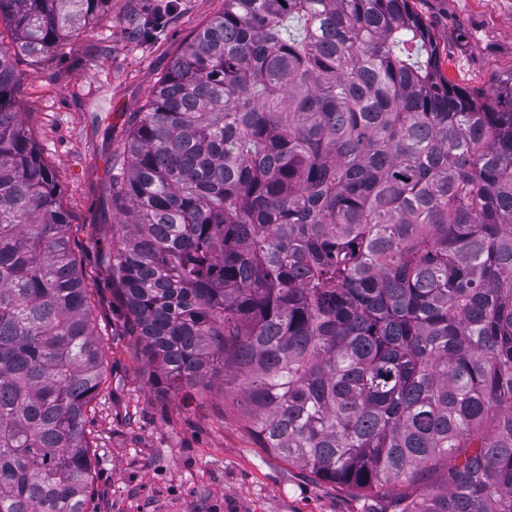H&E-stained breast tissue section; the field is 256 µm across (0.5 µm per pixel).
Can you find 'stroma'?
Segmentation results:
<instances>
[{
	"mask_svg": "<svg viewBox=\"0 0 512 512\" xmlns=\"http://www.w3.org/2000/svg\"><path fill=\"white\" fill-rule=\"evenodd\" d=\"M434 33L441 69L455 83L490 91L512 72V0H410ZM159 0H112L54 53L18 56V109L56 171L74 253L93 288L105 342L106 385L92 403L90 503L94 512H384L386 497L318 480L257 447L222 382L190 402L164 395L154 368L112 293L105 242L121 216L112 165L136 113L185 40L224 0H176L163 26L133 37L132 18Z\"/></svg>",
	"mask_w": 512,
	"mask_h": 512,
	"instance_id": "35a3bbf8",
	"label": "stroma"
}]
</instances>
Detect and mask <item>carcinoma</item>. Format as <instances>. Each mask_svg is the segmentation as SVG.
Returning <instances> with one entry per match:
<instances>
[{"instance_id": "carcinoma-1", "label": "carcinoma", "mask_w": 512, "mask_h": 512, "mask_svg": "<svg viewBox=\"0 0 512 512\" xmlns=\"http://www.w3.org/2000/svg\"><path fill=\"white\" fill-rule=\"evenodd\" d=\"M111 0H0V512H91L92 289L15 95ZM109 274L168 393L393 512H512V72L441 71L408 0H224L112 172Z\"/></svg>"}]
</instances>
